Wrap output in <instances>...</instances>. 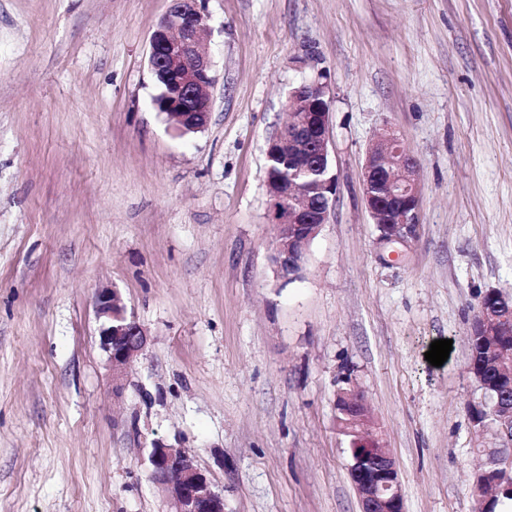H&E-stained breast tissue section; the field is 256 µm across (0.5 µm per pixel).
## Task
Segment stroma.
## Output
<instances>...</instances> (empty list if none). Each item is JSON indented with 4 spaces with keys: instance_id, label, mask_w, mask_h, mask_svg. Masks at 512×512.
I'll return each mask as SVG.
<instances>
[{
    "instance_id": "obj_1",
    "label": "stroma",
    "mask_w": 512,
    "mask_h": 512,
    "mask_svg": "<svg viewBox=\"0 0 512 512\" xmlns=\"http://www.w3.org/2000/svg\"><path fill=\"white\" fill-rule=\"evenodd\" d=\"M170 0H0V512H172L156 445L224 512H360L340 392L363 394L405 512H472L466 405L480 296H512V0H203V132L151 104ZM325 73L337 193L277 276L266 144ZM419 163V225L386 243L362 170L383 129ZM148 336L113 396L96 289ZM452 350L425 358L433 341Z\"/></svg>"
}]
</instances>
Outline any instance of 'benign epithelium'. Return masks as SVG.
Masks as SVG:
<instances>
[{
    "label": "benign epithelium",
    "instance_id": "obj_1",
    "mask_svg": "<svg viewBox=\"0 0 512 512\" xmlns=\"http://www.w3.org/2000/svg\"><path fill=\"white\" fill-rule=\"evenodd\" d=\"M171 5L154 26L148 57L152 74L165 86L156 110L182 114V123L202 131L212 110L209 94L215 81L214 63L202 46L210 32L199 0H170ZM323 75L293 87L284 108H301L268 141L266 158L288 153L293 169L276 179V190L267 192L268 223L277 227L272 244L273 263L280 277L291 280L303 269L307 249L328 220L336 195V178L329 160V116L331 101ZM318 175L315 186L299 191L294 184L301 170ZM418 160L400 138L387 132L368 148L363 165L365 205L387 242H402L418 223ZM495 303L472 315L468 332L477 338L496 336V350L512 352V298L488 291ZM94 305L101 320L100 345L112 368V390L123 389L127 368L143 352L147 335L125 313L116 291H96ZM338 405L351 430L350 476L360 512H404L399 472L395 458L386 449L366 405L356 392L340 396ZM468 409L484 418L508 421L512 428V398L499 399L492 408L469 404ZM150 479L160 486L174 505V512H224V497L214 491L194 458L179 448L157 446L149 457ZM512 474V448L499 449L476 474L472 497L481 512L491 497L488 485Z\"/></svg>",
    "mask_w": 512,
    "mask_h": 512
}]
</instances>
